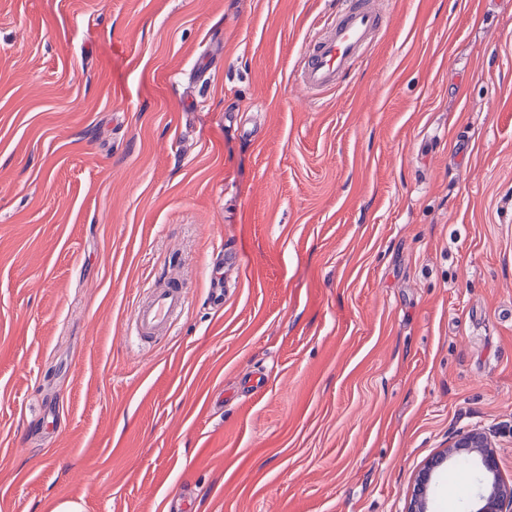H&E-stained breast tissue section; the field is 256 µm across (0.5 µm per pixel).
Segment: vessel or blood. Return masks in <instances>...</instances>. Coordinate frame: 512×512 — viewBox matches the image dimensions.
I'll use <instances>...</instances> for the list:
<instances>
[{
    "label": "vessel or blood",
    "mask_w": 512,
    "mask_h": 512,
    "mask_svg": "<svg viewBox=\"0 0 512 512\" xmlns=\"http://www.w3.org/2000/svg\"><path fill=\"white\" fill-rule=\"evenodd\" d=\"M384 18L378 0H345L335 22L309 39L299 56L296 73L303 86L315 92L335 88L379 36ZM185 303L182 282L152 288L133 312L138 337L148 342L169 334Z\"/></svg>",
    "instance_id": "vessel-or-blood-1"
}]
</instances>
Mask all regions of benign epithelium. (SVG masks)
Listing matches in <instances>:
<instances>
[{"mask_svg":"<svg viewBox=\"0 0 512 512\" xmlns=\"http://www.w3.org/2000/svg\"><path fill=\"white\" fill-rule=\"evenodd\" d=\"M464 460L476 465L483 475L478 493L467 500L468 512H512V484L502 479L491 440L478 429L452 437L448 448L427 464L417 477L407 512H428V491L438 469Z\"/></svg>","mask_w":512,"mask_h":512,"instance_id":"benign-epithelium-1","label":"benign epithelium"}]
</instances>
